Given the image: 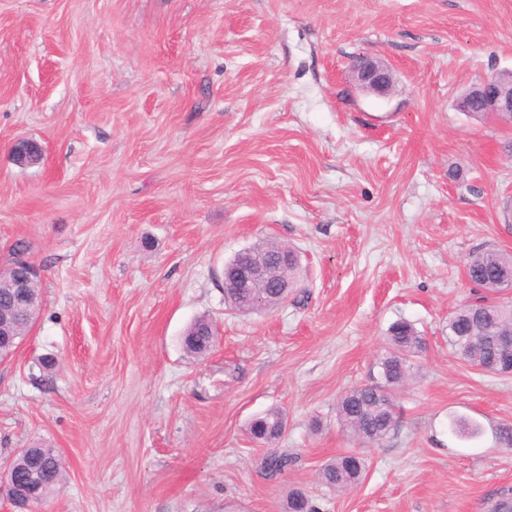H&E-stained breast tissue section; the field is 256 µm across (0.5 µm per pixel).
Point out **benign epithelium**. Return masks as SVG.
I'll list each match as a JSON object with an SVG mask.
<instances>
[{"mask_svg": "<svg viewBox=\"0 0 512 512\" xmlns=\"http://www.w3.org/2000/svg\"><path fill=\"white\" fill-rule=\"evenodd\" d=\"M351 75L359 88L379 95L387 94L393 84L390 66L367 56L354 58L349 66ZM461 111L466 113L484 112L512 114V71L495 72L485 77L479 84L466 92L458 103ZM13 159L20 165L39 163L44 159L43 148L30 139H18L11 147ZM252 252L242 250L236 259L224 265V287L237 291H246L251 297L263 293L265 288L282 289V297H288V278L284 271L288 269V252L282 253L278 266H271L265 261L251 258ZM42 276V271L35 265L28 267V274L23 276L8 267L0 270V281L12 288L17 300L29 305L27 324H32L39 309L32 294V279ZM22 325L8 313L0 312V342L10 345L20 335ZM0 492L5 494L20 512H32L34 506L43 500V484L36 478L28 484L20 483L13 472L0 476Z\"/></svg>", "mask_w": 512, "mask_h": 512, "instance_id": "1", "label": "benign epithelium"}]
</instances>
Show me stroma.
Returning <instances> with one entry per match:
<instances>
[{
    "mask_svg": "<svg viewBox=\"0 0 512 512\" xmlns=\"http://www.w3.org/2000/svg\"><path fill=\"white\" fill-rule=\"evenodd\" d=\"M363 55L391 92L352 80ZM510 69L512 0H0V268L20 244L43 269L0 362V471L38 444L64 464L35 512H282L293 487L319 512H484L512 486V374L448 344L466 260L512 252V125L456 102ZM19 138L44 160L16 164ZM267 239L295 295L228 309L225 262ZM400 320L426 349L365 444L336 402ZM274 407L296 463L267 481L247 424ZM350 450L364 480L321 485ZM349 69L353 80L362 90L379 95H385L391 90L393 74L384 61L358 56L351 61ZM213 320L200 316L191 322L183 332L182 346L184 352L193 358L204 357L214 345L217 336Z\"/></svg>",
    "mask_w": 512,
    "mask_h": 512,
    "instance_id": "obj_1",
    "label": "stroma"
}]
</instances>
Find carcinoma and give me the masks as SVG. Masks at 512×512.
I'll return each instance as SVG.
<instances>
[{"label": "carcinoma", "mask_w": 512, "mask_h": 512, "mask_svg": "<svg viewBox=\"0 0 512 512\" xmlns=\"http://www.w3.org/2000/svg\"><path fill=\"white\" fill-rule=\"evenodd\" d=\"M466 275L486 292L479 300L457 308L448 318V344L465 363L481 371L512 374V349L503 351L496 338L512 331V301L495 297L503 290V282L512 280V252L489 249L469 257ZM281 291L267 289L261 298L242 296L232 289L224 293L228 308L251 313L265 311L279 305ZM215 326L207 316L191 322L183 332L184 352L193 357L205 356L214 345ZM388 347L376 362L377 374L370 382L346 391L336 403V419L340 426L355 437L375 443L387 437L397 427V414L391 394L402 386L411 374V358L425 349L423 336L406 321L392 325L387 336ZM286 416L272 408L255 417L248 424L250 437L258 443H267ZM46 489L52 490L60 482L63 467L60 455L53 448H38ZM294 463V456L280 448L270 449L259 462V473L267 480L283 476ZM367 471L363 457L344 453L326 463L319 471L320 482L336 492H343L359 484ZM489 512H512V488L503 489L488 502ZM285 512H318L309 496L301 489L288 492Z\"/></svg>", "instance_id": "carcinoma-1"}]
</instances>
